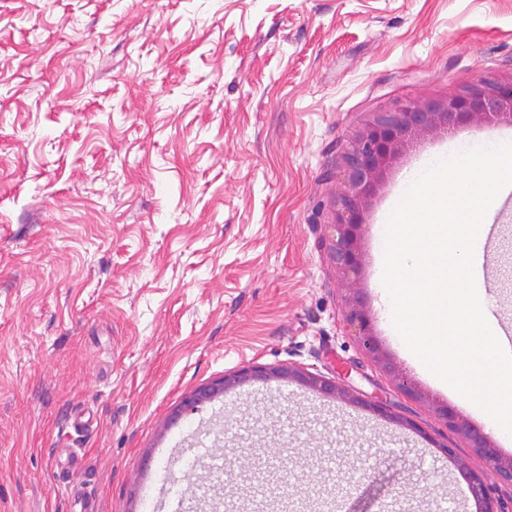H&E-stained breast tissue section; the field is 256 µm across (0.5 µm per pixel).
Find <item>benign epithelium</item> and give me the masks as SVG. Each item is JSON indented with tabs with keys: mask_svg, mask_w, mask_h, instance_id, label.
I'll return each instance as SVG.
<instances>
[{
	"mask_svg": "<svg viewBox=\"0 0 512 512\" xmlns=\"http://www.w3.org/2000/svg\"><path fill=\"white\" fill-rule=\"evenodd\" d=\"M501 122L512 124V81L502 83L486 80L464 93L445 99L409 102L393 110L376 113L349 142L344 152L343 190L336 200V220L332 224L333 259L343 275L346 291L344 316L351 326L358 329L364 347L383 371L398 381L399 387L413 397L416 396L415 390L405 384L399 367L382 351L381 344L370 332L366 299L361 289L356 287L355 277L362 267L359 239L363 213L368 201L379 190L383 172L400 156L411 140L441 128L455 130L467 124ZM270 378L293 379L321 398L346 399L384 419H395L385 403L355 396L334 379L289 366H253L228 373L223 379L202 386L187 396L181 413L193 412L235 386ZM435 412L448 429L465 439L478 456L492 465L491 473L497 483L512 488V459L501 458L498 445L483 427L464 418L446 404L436 406ZM460 469L464 471L467 496L474 500L475 512H500L497 501L490 494L488 476L470 471L463 464Z\"/></svg>",
	"mask_w": 512,
	"mask_h": 512,
	"instance_id": "1",
	"label": "benign epithelium"
}]
</instances>
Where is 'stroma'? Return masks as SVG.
I'll use <instances>...</instances> for the list:
<instances>
[{
  "label": "stroma",
  "instance_id": "1",
  "mask_svg": "<svg viewBox=\"0 0 512 512\" xmlns=\"http://www.w3.org/2000/svg\"><path fill=\"white\" fill-rule=\"evenodd\" d=\"M512 79V0H0V512H148L178 440L223 461L195 489L309 491L334 512H474L450 402L399 350L376 286L395 187L473 125L421 137L364 213L359 286L402 392L344 321L331 223L375 113ZM488 301L512 319V214ZM252 365H296L395 420ZM454 456L443 454V447ZM336 454L326 480L320 457ZM270 378L293 379L301 386L319 395L321 398L332 400L337 398L347 399L359 408L377 414L384 419H395V416L389 412L387 405L382 401H370L359 396H355L350 394L345 387L336 381V379L326 378L320 374L302 371L298 368H292L289 366L271 368L252 366L251 368H244L232 373L224 374L223 379L199 387L187 396L183 402L182 410L178 417L195 411L202 404L213 400L235 386H240L255 380H269Z\"/></svg>",
  "mask_w": 512,
  "mask_h": 512
}]
</instances>
